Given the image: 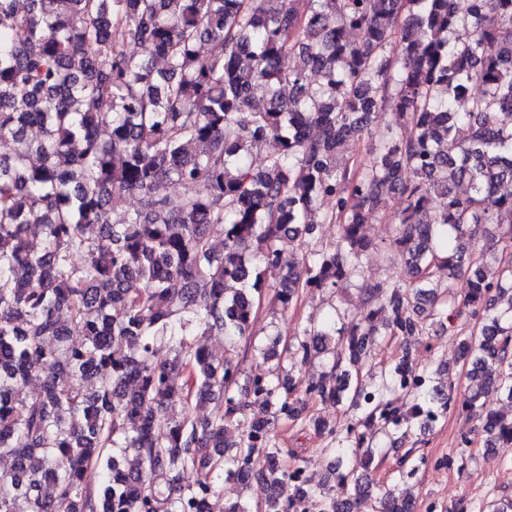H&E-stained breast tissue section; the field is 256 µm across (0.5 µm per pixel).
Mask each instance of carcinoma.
Instances as JSON below:
<instances>
[{"instance_id": "obj_1", "label": "carcinoma", "mask_w": 512, "mask_h": 512, "mask_svg": "<svg viewBox=\"0 0 512 512\" xmlns=\"http://www.w3.org/2000/svg\"><path fill=\"white\" fill-rule=\"evenodd\" d=\"M387 109L394 126L379 123ZM364 137L370 156L351 168L344 148ZM3 139L14 147L0 155V457L13 467L0 472V512H200L220 477L250 486L257 452L264 512H355L367 499L413 512L355 467L327 487L284 466L276 429L307 421L313 398L353 412L339 430L322 425L339 462L366 467L369 436L401 448L453 409L478 418L486 447L512 445V420L485 401H512V193L498 190L512 182V0H0ZM269 139L278 149L256 169L246 155ZM385 187L402 203L401 275L370 288L383 302L357 317L335 307L286 346L273 340L264 354L288 371L239 391L240 362L195 338L249 339L269 278L283 314L302 290L349 285L380 250L362 229ZM127 193L140 205L114 222ZM323 199L335 206L319 214ZM325 221L334 242L278 247ZM478 225L502 248L478 246ZM459 318L472 324L459 347L475 386L463 394L430 386L406 355L366 368L381 337L437 336ZM318 358L326 371L298 380ZM34 373L41 391L20 396ZM172 400L185 402L179 417L162 413ZM194 400L220 410L199 420ZM426 464L411 448L398 462L407 477Z\"/></svg>"}]
</instances>
